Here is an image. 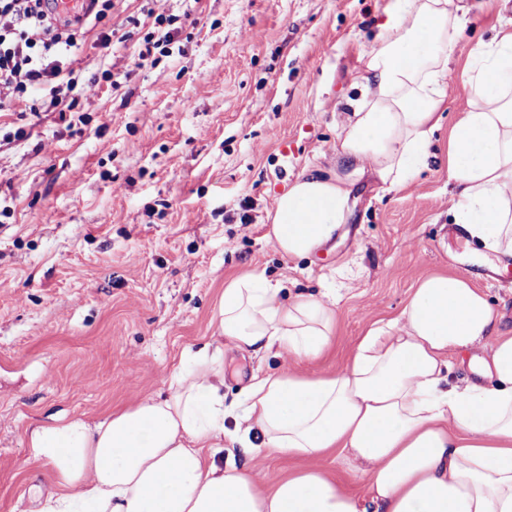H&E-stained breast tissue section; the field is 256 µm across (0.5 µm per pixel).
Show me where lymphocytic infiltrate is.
Wrapping results in <instances>:
<instances>
[{
  "instance_id": "1",
  "label": "lymphocytic infiltrate",
  "mask_w": 512,
  "mask_h": 512,
  "mask_svg": "<svg viewBox=\"0 0 512 512\" xmlns=\"http://www.w3.org/2000/svg\"><path fill=\"white\" fill-rule=\"evenodd\" d=\"M74 35L55 25L49 0H0V109L34 110L29 97L39 87L49 109L63 106L76 78L63 69Z\"/></svg>"
}]
</instances>
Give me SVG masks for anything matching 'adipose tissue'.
Returning a JSON list of instances; mask_svg holds the SVG:
<instances>
[{
	"mask_svg": "<svg viewBox=\"0 0 512 512\" xmlns=\"http://www.w3.org/2000/svg\"><path fill=\"white\" fill-rule=\"evenodd\" d=\"M467 12L460 0H391L337 135L335 171L305 170L274 198L267 236L283 258H308L335 238L363 176L395 189L427 166ZM461 82L468 108L448 132L450 215L503 272L512 265V20L494 27ZM282 291L261 273L230 279L215 336L183 352L168 396L95 424L64 417L32 429L31 457L53 475L38 512H512V335L454 269L421 278L341 372L254 376L240 419L304 468L266 494L249 472L218 463L225 345L278 348L301 363L334 345L335 300ZM463 353L459 377L453 358ZM331 453L366 477L365 496L312 467Z\"/></svg>",
	"mask_w": 512,
	"mask_h": 512,
	"instance_id": "1",
	"label": "adipose tissue"
}]
</instances>
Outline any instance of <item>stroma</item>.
Returning <instances> with one entry per match:
<instances>
[{"label":"stroma","mask_w":512,"mask_h":512,"mask_svg":"<svg viewBox=\"0 0 512 512\" xmlns=\"http://www.w3.org/2000/svg\"><path fill=\"white\" fill-rule=\"evenodd\" d=\"M389 2L115 0L74 27L72 110L0 112V512H33L34 487L52 480L31 459V428L168 394L235 276L336 294V345L311 373L341 370L419 278L450 266L512 331V283L488 278L448 217V129L467 107L461 71L497 22L491 0H468L428 167L397 190L359 183L349 224L310 258H282L266 238L275 195L305 167L335 168ZM158 14L177 18V50L139 62ZM111 30L126 41L101 46ZM296 366L225 347V406L254 375ZM224 458L267 490L299 466L229 439Z\"/></svg>","instance_id":"35a3bbf8"}]
</instances>
